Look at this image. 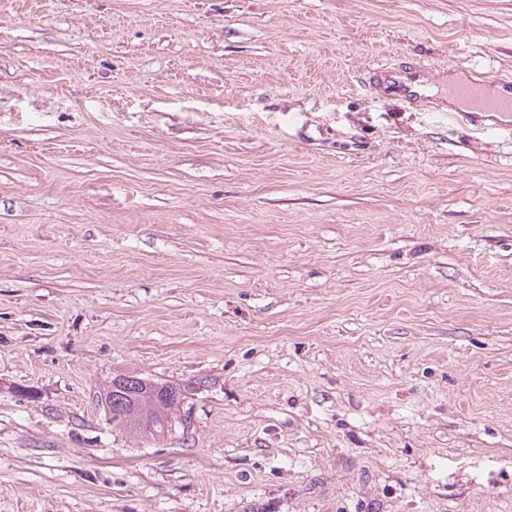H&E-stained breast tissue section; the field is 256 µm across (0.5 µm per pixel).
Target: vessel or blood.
<instances>
[{"label":"vessel or blood","mask_w":512,"mask_h":512,"mask_svg":"<svg viewBox=\"0 0 512 512\" xmlns=\"http://www.w3.org/2000/svg\"><path fill=\"white\" fill-rule=\"evenodd\" d=\"M426 65L405 57L391 66H380L368 73L367 83L378 95L395 100L414 110L435 112L448 100L461 106L453 120L469 122L473 130H482V118L493 113L512 112V71L494 77L471 72L459 80L442 82L440 93L429 91L424 76Z\"/></svg>","instance_id":"b4317fda"}]
</instances>
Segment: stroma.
<instances>
[{
	"mask_svg": "<svg viewBox=\"0 0 512 512\" xmlns=\"http://www.w3.org/2000/svg\"><path fill=\"white\" fill-rule=\"evenodd\" d=\"M403 55L512 0H0V512H512V137ZM427 66L414 58L403 57L392 66H380L367 74L366 82L378 95L395 100L408 109L439 112L447 106L448 97L458 102L466 112H449L457 122H469L470 130L484 131L487 127L482 118L491 113L512 112V71L508 69L496 77L471 72L459 80L441 82L438 90L443 96L428 90L424 76ZM497 89L500 94L490 95L488 90ZM112 425L132 436L170 433L185 397L178 388L134 372L115 374L104 389Z\"/></svg>",
	"mask_w": 512,
	"mask_h": 512,
	"instance_id": "35a3bbf8",
	"label": "stroma"
}]
</instances>
